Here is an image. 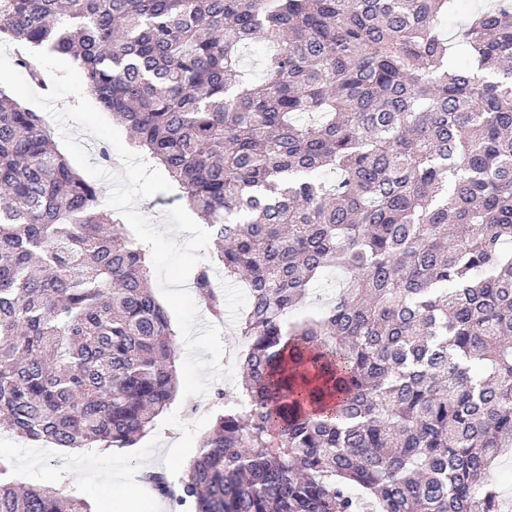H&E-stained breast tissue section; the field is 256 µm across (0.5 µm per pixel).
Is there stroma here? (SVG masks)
<instances>
[{
  "mask_svg": "<svg viewBox=\"0 0 512 512\" xmlns=\"http://www.w3.org/2000/svg\"><path fill=\"white\" fill-rule=\"evenodd\" d=\"M215 284L224 295L221 339L226 351L223 364H231V352H243L246 341L237 331V321L248 297L246 285L214 273ZM207 397L175 395L168 408L132 448H58L37 444L0 431V458L9 461L15 479L22 484H54L86 499L93 512H101L106 494L123 483L136 481L143 460L156 469L180 474L183 464L197 452L199 441L213 426Z\"/></svg>",
  "mask_w": 512,
  "mask_h": 512,
  "instance_id": "stroma-1",
  "label": "stroma"
}]
</instances>
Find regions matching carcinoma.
<instances>
[{
  "mask_svg": "<svg viewBox=\"0 0 512 512\" xmlns=\"http://www.w3.org/2000/svg\"><path fill=\"white\" fill-rule=\"evenodd\" d=\"M0 0L68 56L244 281L241 385L177 479L182 512H501L512 443V0ZM467 45L477 68L448 58ZM269 51L261 74L244 46ZM327 306L298 320L327 269ZM212 264L193 288L224 316ZM148 249L37 113L0 92V429L129 448L176 392ZM0 512H91L19 486ZM488 0H458L448 12V32L453 33L464 17L472 11L481 8ZM494 475L503 494L512 499V451H506L499 457Z\"/></svg>",
  "mask_w": 512,
  "mask_h": 512,
  "instance_id": "carcinoma-1",
  "label": "carcinoma"
}]
</instances>
